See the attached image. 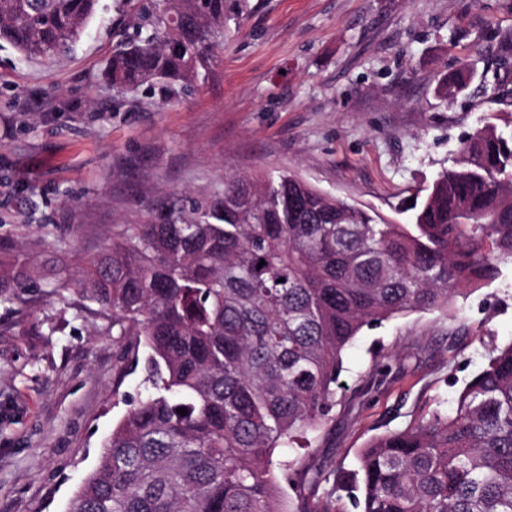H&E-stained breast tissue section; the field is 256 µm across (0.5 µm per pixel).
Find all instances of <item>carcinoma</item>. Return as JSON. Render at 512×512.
Returning a JSON list of instances; mask_svg holds the SVG:
<instances>
[{"label": "carcinoma", "instance_id": "cac0c4a2", "mask_svg": "<svg viewBox=\"0 0 512 512\" xmlns=\"http://www.w3.org/2000/svg\"><path fill=\"white\" fill-rule=\"evenodd\" d=\"M98 2L0 0V46L64 59ZM226 12L227 0H133L112 84L201 87L224 51ZM473 81L464 66L438 92ZM410 209L398 224L262 169L225 179L222 194L175 200L159 223L114 226L90 259L57 260L51 302L112 313L148 389L67 512H331L307 484L342 353L363 328L446 311L512 265V131L468 134ZM35 287L34 265L0 263V294ZM277 448L292 457L273 461ZM328 497L358 512H512V342L486 349L452 413L373 438Z\"/></svg>", "mask_w": 512, "mask_h": 512}]
</instances>
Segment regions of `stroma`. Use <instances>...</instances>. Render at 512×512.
I'll return each instance as SVG.
<instances>
[{
    "label": "stroma",
    "instance_id": "stroma-1",
    "mask_svg": "<svg viewBox=\"0 0 512 512\" xmlns=\"http://www.w3.org/2000/svg\"><path fill=\"white\" fill-rule=\"evenodd\" d=\"M127 12L99 0L62 60L0 48V262L90 258L113 225L158 222L174 195L261 168L397 221L467 134L512 128V0H239L223 66L187 97L109 82ZM466 63L488 95L440 98ZM488 341L512 342L508 267L452 313L363 329L342 355L314 499L374 436L452 410ZM129 347L97 304L62 314L43 288L0 295V512H66L144 390L120 362Z\"/></svg>",
    "mask_w": 512,
    "mask_h": 512
}]
</instances>
